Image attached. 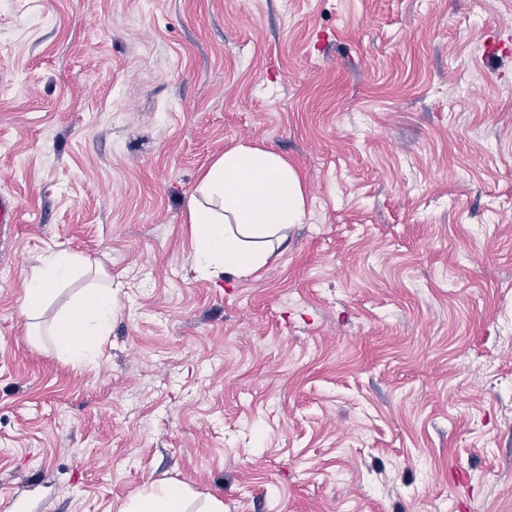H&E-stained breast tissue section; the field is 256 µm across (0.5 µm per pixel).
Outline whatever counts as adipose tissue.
Instances as JSON below:
<instances>
[{
    "label": "adipose tissue",
    "instance_id": "1",
    "mask_svg": "<svg viewBox=\"0 0 512 512\" xmlns=\"http://www.w3.org/2000/svg\"><path fill=\"white\" fill-rule=\"evenodd\" d=\"M306 198L296 170L275 152L246 145L225 150L200 178L187 206L192 267L203 279L236 282L253 277L288 246V232L303 223ZM81 267L66 251L44 254L26 280L21 311L38 319L57 287ZM111 289L91 290L64 309L53 330L57 350L81 365L99 358L100 340L112 325ZM224 512L215 497L197 501L186 484L163 482L134 496L122 512Z\"/></svg>",
    "mask_w": 512,
    "mask_h": 512
}]
</instances>
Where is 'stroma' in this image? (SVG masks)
Instances as JSON below:
<instances>
[{
	"label": "stroma",
	"mask_w": 512,
	"mask_h": 512,
	"mask_svg": "<svg viewBox=\"0 0 512 512\" xmlns=\"http://www.w3.org/2000/svg\"><path fill=\"white\" fill-rule=\"evenodd\" d=\"M238 144L308 214L228 285L186 207ZM0 196V512H512V0H0ZM87 288L86 368L52 330ZM81 267V260L67 251H51L44 254L26 280L21 311L27 321L39 318L43 305L55 293L57 287L70 279ZM114 301L111 289L87 291L64 309L53 330L57 350L81 365L94 363L100 339L112 325ZM197 496L184 483L163 482L134 496L121 512H189Z\"/></svg>",
	"instance_id": "stroma-1"
}]
</instances>
